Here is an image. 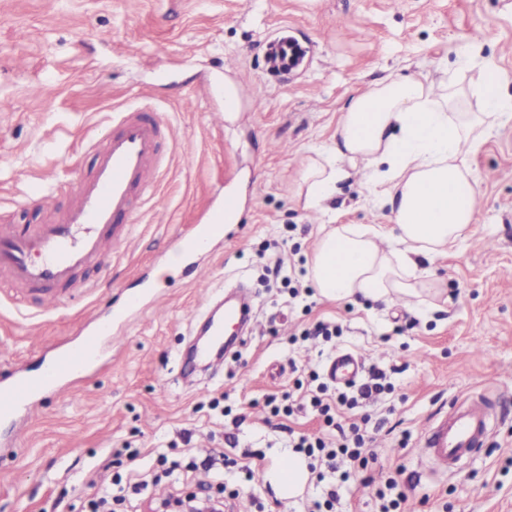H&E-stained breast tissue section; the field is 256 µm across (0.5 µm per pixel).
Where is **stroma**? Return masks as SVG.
I'll return each mask as SVG.
<instances>
[{"mask_svg": "<svg viewBox=\"0 0 512 512\" xmlns=\"http://www.w3.org/2000/svg\"><path fill=\"white\" fill-rule=\"evenodd\" d=\"M485 30L484 58L512 75V0H0V221L41 224L35 200L96 163L92 142L119 112L150 98L175 144L158 189L129 227L130 243L81 272L56 311L0 288V379L41 373L79 340L91 315L124 309L130 294L164 296L163 311L131 316L98 368L47 394L24 420L18 448L0 426V512H54L95 499L112 477L159 475L134 501L155 512L161 499L205 493L224 512H310L314 477L290 493L270 471L292 457L288 433L320 434L313 415H272L269 399L313 389L349 351L382 371L390 391L367 410L379 429L376 462L340 491L335 512H377L381 477L397 479L407 512H512V117L487 137L472 166L480 177L476 214L464 240L429 267L443 286L432 303L387 308L361 299L329 302L312 293L306 263L326 221L299 195L303 159L330 144L350 99L391 73L435 78L455 66L456 43ZM294 41L299 63L276 69L274 39ZM239 116L215 125L226 94ZM333 202L343 224L392 228L358 177ZM235 195L239 219L207 252L173 260L178 240ZM203 268L214 291L250 290L257 324L222 366L203 369L192 348L205 305L193 283ZM299 287L291 297L284 278ZM339 325L331 341H300L303 329ZM488 392L496 426L462 467L433 475L419 462L422 431L456 397ZM137 449L134 461L113 452ZM223 449L222 480L188 472ZM253 451L249 470L236 461Z\"/></svg>", "mask_w": 512, "mask_h": 512, "instance_id": "35a3bbf8", "label": "stroma"}]
</instances>
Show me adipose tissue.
Masks as SVG:
<instances>
[{
  "label": "adipose tissue",
  "instance_id": "adipose-tissue-1",
  "mask_svg": "<svg viewBox=\"0 0 512 512\" xmlns=\"http://www.w3.org/2000/svg\"><path fill=\"white\" fill-rule=\"evenodd\" d=\"M486 38L482 31L455 46L454 75L393 74L355 95L331 145L306 157L305 209L326 213L337 183L359 164L369 194L394 220L386 252L371 225L339 224L317 240L307 275L323 299L360 296L389 306L421 297L425 264L464 238L479 187L471 159L512 114V76L481 56Z\"/></svg>",
  "mask_w": 512,
  "mask_h": 512
}]
</instances>
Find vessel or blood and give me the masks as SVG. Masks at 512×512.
Masks as SVG:
<instances>
[{
  "instance_id": "1",
  "label": "vessel or blood",
  "mask_w": 512,
  "mask_h": 512,
  "mask_svg": "<svg viewBox=\"0 0 512 512\" xmlns=\"http://www.w3.org/2000/svg\"><path fill=\"white\" fill-rule=\"evenodd\" d=\"M143 111L139 105L119 113L118 129L96 144L95 169L75 185V200L63 215L53 212L55 191L50 188L40 197L41 207L51 213L48 222L0 225V274L37 294L43 305L62 302L61 286L72 285L80 271L121 248L128 240L120 228L122 220L135 214L142 201L155 197L162 146L173 132L160 117L144 116ZM222 219L216 210L206 223L195 225L183 239L184 252L205 249L210 231ZM234 321L250 324L246 298L225 303L223 316L209 320L211 336L222 340L225 323ZM112 325V320L98 317L85 322L78 328L82 342L52 358L41 374L18 372L1 384L0 422L12 424L20 415L31 414L44 395L97 363L101 352L112 346ZM359 369L358 360L344 352L330 363L328 373L336 380H350ZM493 423L482 402L452 401L448 411L425 428L420 454L433 470H452L484 444Z\"/></svg>"
}]
</instances>
